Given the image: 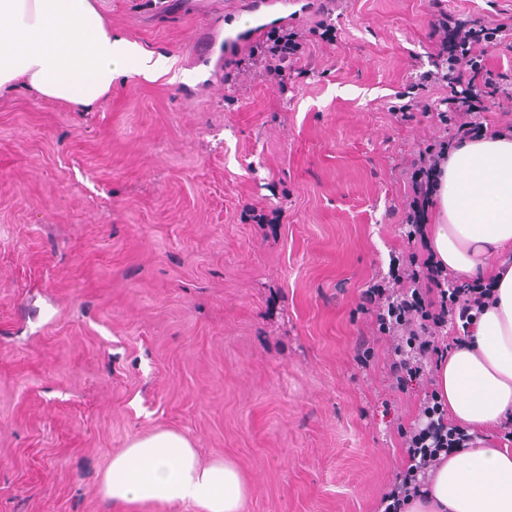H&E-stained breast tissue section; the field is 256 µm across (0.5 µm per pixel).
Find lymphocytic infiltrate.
<instances>
[{
	"mask_svg": "<svg viewBox=\"0 0 512 512\" xmlns=\"http://www.w3.org/2000/svg\"><path fill=\"white\" fill-rule=\"evenodd\" d=\"M502 32V27L487 25L482 18L461 17L444 8L432 15L430 34L436 46L432 67L416 76L407 102L398 110L402 117H410L422 103L425 89H447V108L437 117L454 133L419 150L407 162L404 173L412 196L405 213L406 238L422 234L426 208L438 193L443 166L455 144L482 136L487 102L500 89V77L486 69L485 56ZM305 48L304 32L291 25L273 28L250 52L264 58L265 80L282 88ZM492 295L491 284L460 279L433 256L422 259L414 253L404 267L369 285L363 295L365 312L372 319L374 338L385 339L388 345L390 373L398 387L422 381L434 359L448 352L442 330L457 317L473 322ZM418 417L419 427L404 436L409 466L384 493L380 512H402L405 502L425 495V477L438 468L443 455L473 445L471 434L449 422L437 392L425 394Z\"/></svg>",
	"mask_w": 512,
	"mask_h": 512,
	"instance_id": "1",
	"label": "lymphocytic infiltrate"
}]
</instances>
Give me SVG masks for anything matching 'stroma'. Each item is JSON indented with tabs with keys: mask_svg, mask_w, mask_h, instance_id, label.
Returning a JSON list of instances; mask_svg holds the SVG:
<instances>
[{
	"mask_svg": "<svg viewBox=\"0 0 512 512\" xmlns=\"http://www.w3.org/2000/svg\"><path fill=\"white\" fill-rule=\"evenodd\" d=\"M245 0H98L169 57L92 110L0 94V512H113V456L151 432L232 459L244 512H378L420 390L390 385L360 305L412 249L402 165L444 129L392 112L435 52L433 0H338L287 90L239 84ZM505 28L512 0H445ZM277 214L259 224L253 210Z\"/></svg>",
	"mask_w": 512,
	"mask_h": 512,
	"instance_id": "obj_1",
	"label": "stroma"
}]
</instances>
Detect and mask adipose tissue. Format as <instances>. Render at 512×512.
Listing matches in <instances>:
<instances>
[{
	"mask_svg": "<svg viewBox=\"0 0 512 512\" xmlns=\"http://www.w3.org/2000/svg\"><path fill=\"white\" fill-rule=\"evenodd\" d=\"M171 60L114 36L97 0H0V93L25 82L41 97L89 110L112 82L140 69L164 74ZM429 247L443 267L497 282L463 345L439 364L435 385L456 424L483 430L512 419V135L492 131L454 148L439 186ZM248 486L226 459L201 463L172 430L135 438L115 455L101 487L111 506L181 504L194 512H243ZM405 512H512V449L477 446L446 458L427 498Z\"/></svg>",
	"mask_w": 512,
	"mask_h": 512,
	"instance_id": "1",
	"label": "adipose tissue"
}]
</instances>
